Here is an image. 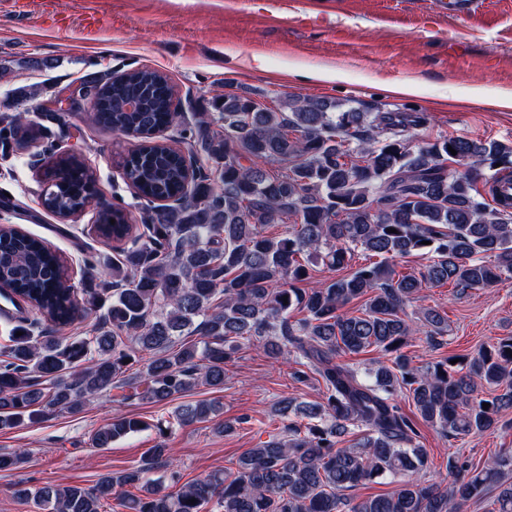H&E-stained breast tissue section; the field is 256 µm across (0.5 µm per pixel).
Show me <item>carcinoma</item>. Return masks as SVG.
Listing matches in <instances>:
<instances>
[{
    "label": "carcinoma",
    "instance_id": "cac0c4a2",
    "mask_svg": "<svg viewBox=\"0 0 512 512\" xmlns=\"http://www.w3.org/2000/svg\"><path fill=\"white\" fill-rule=\"evenodd\" d=\"M85 88L101 102L100 127L141 139L124 163L126 182L143 198L177 204L154 208L137 234L123 210L100 213L96 233L131 246L101 280L98 261H88L80 300L55 250L13 225L0 227V285L38 314L0 338V430L37 423L50 408L79 412L91 399L111 400L114 389L125 400L154 402L199 384L221 389L226 362L254 340L269 357L296 365V380L321 379L322 401L282 398L284 434L247 450L232 476L215 471L166 492L147 479L169 463L162 441L141 465L92 487L18 494L39 512H100L114 488L134 483L144 494L124 499L126 512H202L212 501L220 512H462L490 495L489 512H512L509 451L462 464L459 484L417 482L428 454L399 405L408 395L424 421L454 440L496 427L499 412L512 407V336L479 346L463 369L449 358L422 369L403 352L412 334L406 308L422 289L450 283L463 294L512 274V198L489 203L492 190L478 187L488 185L485 171L512 168V143L445 136L412 147L411 132L430 122L425 112H368L300 97L274 108L226 92L214 111L196 113L181 130L214 173L190 181L179 152L158 141L174 121L166 75L140 68ZM21 129L15 116L0 117L1 139ZM52 170L46 208L61 219L82 213L96 191L93 172L70 155L52 158ZM290 218L284 234H266L267 225ZM358 252L372 261L316 288L294 287L315 264L340 272ZM424 255L423 271L396 270L398 260ZM359 299L357 312H341ZM97 311L83 336L61 341L42 328ZM423 319L429 340L447 332L440 310L425 309ZM194 334L202 343L184 341ZM369 351L380 356L363 373L341 360ZM215 413L206 400L181 404L159 432ZM147 428L118 414L92 444L104 448ZM355 432L356 442L339 447ZM25 460L22 450L0 453V472ZM384 476L401 478L400 488L356 503L344 497Z\"/></svg>",
    "mask_w": 512,
    "mask_h": 512
}]
</instances>
